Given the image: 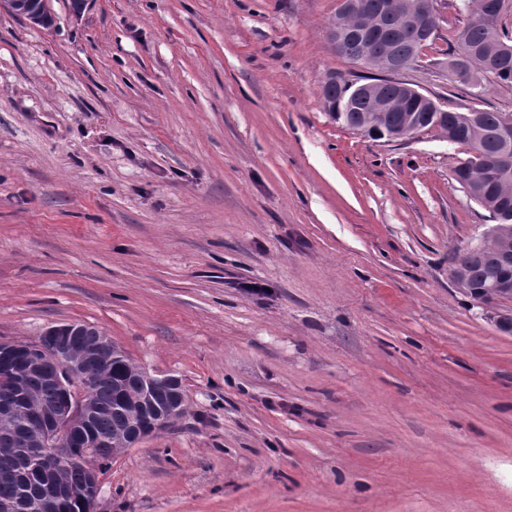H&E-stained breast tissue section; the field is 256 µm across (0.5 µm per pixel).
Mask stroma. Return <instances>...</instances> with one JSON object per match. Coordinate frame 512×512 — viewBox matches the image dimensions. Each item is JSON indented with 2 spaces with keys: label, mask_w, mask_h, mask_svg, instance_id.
Listing matches in <instances>:
<instances>
[{
  "label": "stroma",
  "mask_w": 512,
  "mask_h": 512,
  "mask_svg": "<svg viewBox=\"0 0 512 512\" xmlns=\"http://www.w3.org/2000/svg\"><path fill=\"white\" fill-rule=\"evenodd\" d=\"M403 80L448 71L465 0ZM0 6V340L95 326L186 410L103 467L95 512H512V333L450 280L488 230L439 129L334 122L340 0ZM264 286L261 294L250 284Z\"/></svg>",
  "instance_id": "1"
}]
</instances>
